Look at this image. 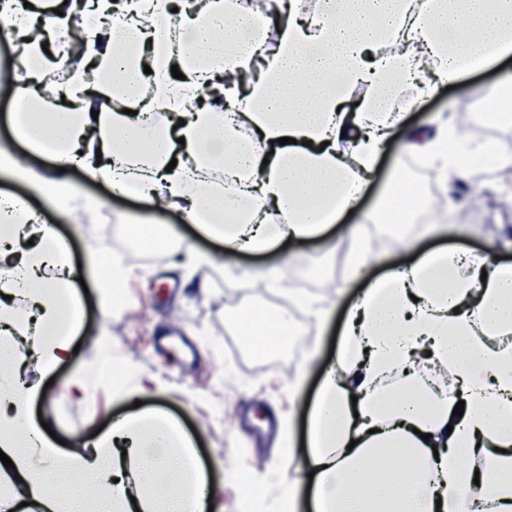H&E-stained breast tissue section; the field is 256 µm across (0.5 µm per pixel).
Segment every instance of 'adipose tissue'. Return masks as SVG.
Listing matches in <instances>:
<instances>
[{
  "instance_id": "1",
  "label": "adipose tissue",
  "mask_w": 512,
  "mask_h": 512,
  "mask_svg": "<svg viewBox=\"0 0 512 512\" xmlns=\"http://www.w3.org/2000/svg\"><path fill=\"white\" fill-rule=\"evenodd\" d=\"M9 40L15 136L0 174L26 181L66 215L83 203L68 171L153 205L220 239L265 251L337 225L347 309L336 357L312 403L304 456L315 512H512V265L443 248L364 279L376 262L359 226L343 223L391 141L448 181L503 171L473 130L405 119L427 75L454 81L512 56V0H51L46 11L0 0ZM95 34L74 42L77 27ZM105 40H98V33ZM64 78L45 93L42 37ZM79 65H69L72 54ZM180 78H173L172 68ZM51 165L20 164L17 141ZM0 242H31L0 288V326H37L42 370L65 361L80 326L79 276L53 225L0 197ZM253 346L291 336L278 315L237 314ZM39 385L9 378L0 400V478L47 512H86L47 493L34 461L53 444L28 412ZM463 414H454L456 404ZM99 491L98 512H207L211 486L190 439L160 412L115 420L61 459Z\"/></svg>"
}]
</instances>
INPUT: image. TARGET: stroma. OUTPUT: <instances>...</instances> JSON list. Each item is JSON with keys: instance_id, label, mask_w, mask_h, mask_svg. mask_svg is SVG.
<instances>
[{"instance_id": "stroma-1", "label": "stroma", "mask_w": 512, "mask_h": 512, "mask_svg": "<svg viewBox=\"0 0 512 512\" xmlns=\"http://www.w3.org/2000/svg\"><path fill=\"white\" fill-rule=\"evenodd\" d=\"M512 75V63H499L456 84L432 78L433 90L416 97L408 115L414 124L435 126L450 119L453 127L466 124L460 103L475 106L491 86ZM410 153L391 144L381 157L363 209L371 211L389 182L405 175ZM431 201L436 223L457 227L454 245L490 251L512 264V209L500 208L507 190L495 171H477L470 189L460 197L448 192L445 177L430 170ZM81 196L91 202L111 198L108 209L92 210L83 224L61 216L27 186L0 177V192L23 199L53 221L74 263H87L90 254H118L130 275L122 285L125 309L103 302L92 274H84L88 289L81 295L84 332L75 333L77 353L57 366L53 374L31 364L27 380L45 385L43 397L32 404L55 435L72 442L90 438L114 417L132 413L131 401L120 398L111 380L99 378L105 365L123 369L139 388L144 409L166 414L192 441L212 483L220 488L214 512H239L247 486L261 493L263 512H281L288 480L300 477L308 408L331 359L333 339L340 332V312L319 322L308 312H297L289 296L297 289L317 290L323 279L335 278L339 249L326 239L293 242L282 252L225 255L221 245L173 211H161L145 200L112 195L109 188L83 173L70 176ZM117 212L139 215L141 221L176 227L178 242L167 243L166 259L144 261L130 245L124 225L114 223ZM192 241L188 256L181 240ZM435 237L412 231L402 245L379 233L370 245L382 260L397 262L413 250L438 245ZM248 293L245 310L255 308L300 319L307 328L300 351L276 349L254 356L248 349L233 350L225 328L235 306V292ZM307 375L298 391L288 383L299 367ZM86 378L87 392L76 395L69 386L73 373Z\"/></svg>"}]
</instances>
